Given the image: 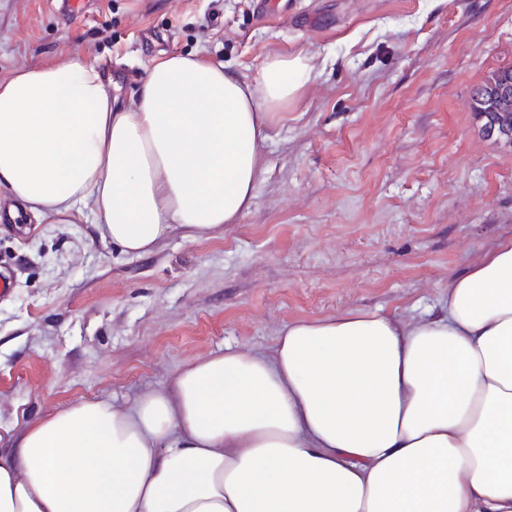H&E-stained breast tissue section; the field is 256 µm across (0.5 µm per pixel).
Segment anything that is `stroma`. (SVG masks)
<instances>
[{
  "label": "stroma",
  "instance_id": "obj_1",
  "mask_svg": "<svg viewBox=\"0 0 512 512\" xmlns=\"http://www.w3.org/2000/svg\"><path fill=\"white\" fill-rule=\"evenodd\" d=\"M0 0V79L61 53L132 98L159 53L253 76L314 69L259 146L250 208L223 234L121 254L89 213L0 221V434L79 399L126 403L224 349L268 352L297 319L405 321L512 235V147L474 89L512 65V0Z\"/></svg>",
  "mask_w": 512,
  "mask_h": 512
}]
</instances>
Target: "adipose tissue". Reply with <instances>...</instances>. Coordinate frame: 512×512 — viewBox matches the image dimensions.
Returning <instances> with one entry per match:
<instances>
[{"mask_svg":"<svg viewBox=\"0 0 512 512\" xmlns=\"http://www.w3.org/2000/svg\"><path fill=\"white\" fill-rule=\"evenodd\" d=\"M306 54L252 78L194 55L151 61L134 104L77 58L0 80V219L88 209L141 257L207 239L254 197L273 113ZM0 512H512V237L408 323L352 309L285 324L120 405L80 399L0 453Z\"/></svg>","mask_w":512,"mask_h":512,"instance_id":"1","label":"adipose tissue"}]
</instances>
